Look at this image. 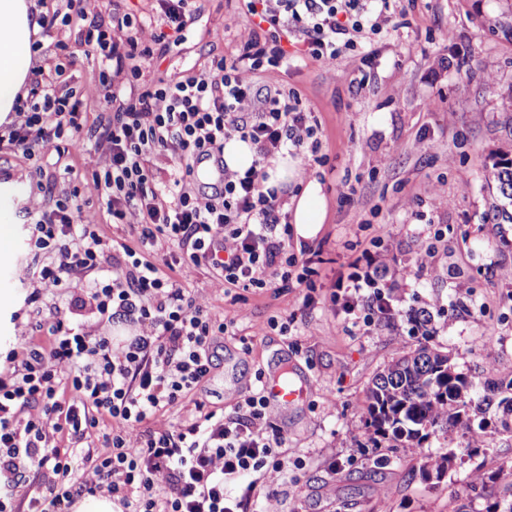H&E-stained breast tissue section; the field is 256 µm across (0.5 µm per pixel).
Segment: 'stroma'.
Segmentation results:
<instances>
[{
    "mask_svg": "<svg viewBox=\"0 0 512 512\" xmlns=\"http://www.w3.org/2000/svg\"><path fill=\"white\" fill-rule=\"evenodd\" d=\"M512 8V0H415L405 23L371 47L368 63L347 55L334 69L314 61L288 73L305 108L315 112L324 164L302 171L318 179L326 202L314 237L323 264L316 282L331 284L372 238L393 248L398 264L413 275L384 274L381 287L400 299L394 322L344 326L325 301L299 310L297 291L240 292L224 297L215 271L196 268L185 286L212 306L218 320H234L235 336L224 339L217 367L204 393L218 408L240 398L237 380L257 370L292 366L305 370L316 392L278 413L276 424L288 447L303 460L287 478L268 474L281 494L273 512H486L487 499L472 488L475 469L499 474L512 464V433L492 434L472 454L470 434L431 438L421 448H397L387 464L363 443L358 410L374 375L421 343L452 353L468 377L485 372L512 379V224H487L486 182L495 154L512 144V42L492 34L487 22ZM252 24L237 0H200L187 25L167 39L144 66L149 81H169L202 69L214 59H232L250 37ZM35 81L59 78L80 90L88 119L106 103L98 82L99 58L85 55L77 24H55L39 33ZM65 43L68 53L57 50ZM494 74L485 86V74ZM102 160L93 147L65 155L0 152V183L12 185L16 222L0 249V351L21 346L39 314L67 307L71 289L22 279L33 258L28 247L30 215L50 208L61 192L78 190L84 219L104 238L134 244L129 226L113 223L92 174ZM453 201L436 204L433 186ZM434 267L421 268L426 248ZM427 310L431 335L410 334L408 319ZM297 313L296 332L282 336L258 330L273 315ZM453 453L452 468L424 479L427 457Z\"/></svg>",
    "mask_w": 512,
    "mask_h": 512,
    "instance_id": "obj_1",
    "label": "stroma"
}]
</instances>
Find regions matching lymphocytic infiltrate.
<instances>
[{
    "label": "lymphocytic infiltrate",
    "mask_w": 512,
    "mask_h": 512,
    "mask_svg": "<svg viewBox=\"0 0 512 512\" xmlns=\"http://www.w3.org/2000/svg\"><path fill=\"white\" fill-rule=\"evenodd\" d=\"M240 8L252 34L233 60L157 84L141 80L153 49L139 41L140 23L107 21L85 6L63 15L62 23L82 22L87 51L107 63L98 81L108 109L91 122L77 90L37 86L0 132V145L25 152L37 146L62 155L93 140L105 157L93 177L107 211L139 229L137 246L108 242L83 223L74 191L30 224L34 255L57 253L40 268L41 281L59 286L97 272L86 291L96 315L131 334L92 335L58 317L46 339L29 337L8 354L12 370L0 376V512H70L77 496L102 491L123 512H248L278 498L264 478L287 473L288 453L263 383L228 411L198 398L216 367L217 343L235 324L214 319L181 280L205 265L223 276L225 295L299 288L303 307L311 306L321 249L290 252L292 226L277 190L264 186V167L282 151L305 167L318 162L321 123L280 75L297 61L331 69L341 56L362 53L393 28L396 10L394 0H240ZM235 137L252 145V165L225 170L213 192L197 187V164ZM159 155L176 161L164 185L154 173ZM169 241L182 254L156 264L152 254ZM385 266L367 248L337 279L330 301L343 324L395 319L397 299L379 286ZM188 399L187 416L160 422ZM32 476L38 485L23 511L17 493Z\"/></svg>",
    "instance_id": "f902f5d3"
}]
</instances>
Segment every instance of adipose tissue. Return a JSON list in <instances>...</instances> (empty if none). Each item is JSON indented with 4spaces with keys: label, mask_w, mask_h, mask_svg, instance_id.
<instances>
[{
    "label": "adipose tissue",
    "mask_w": 512,
    "mask_h": 512,
    "mask_svg": "<svg viewBox=\"0 0 512 512\" xmlns=\"http://www.w3.org/2000/svg\"><path fill=\"white\" fill-rule=\"evenodd\" d=\"M34 0H0V123L12 122L21 89L33 76L31 38L38 33ZM324 220V198L317 181L306 183L292 200V222L298 234L316 235Z\"/></svg>",
    "instance_id": "1"
}]
</instances>
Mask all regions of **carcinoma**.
I'll return each instance as SVG.
<instances>
[{
	"label": "carcinoma",
	"mask_w": 512,
	"mask_h": 512,
	"mask_svg": "<svg viewBox=\"0 0 512 512\" xmlns=\"http://www.w3.org/2000/svg\"><path fill=\"white\" fill-rule=\"evenodd\" d=\"M490 199L484 220L488 224H512V149L498 154L488 174ZM484 396L475 402V383L458 372L448 353L426 344L406 352L387 364L371 380L366 400L360 405L363 425L374 447L421 448L432 436L478 428L488 438L487 414L496 408L502 429L512 430V380L503 385L490 368L482 382ZM454 455L429 456L422 471L443 473ZM496 476L481 471L475 483L488 491L486 512H512L509 497L489 490Z\"/></svg>",
	"instance_id": "1"
}]
</instances>
